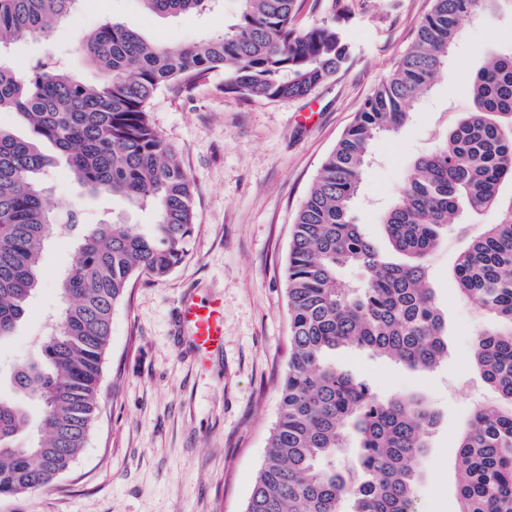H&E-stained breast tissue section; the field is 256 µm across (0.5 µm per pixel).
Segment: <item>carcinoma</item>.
I'll use <instances>...</instances> for the list:
<instances>
[{"label":"carcinoma","instance_id":"cac0c4a2","mask_svg":"<svg viewBox=\"0 0 512 512\" xmlns=\"http://www.w3.org/2000/svg\"><path fill=\"white\" fill-rule=\"evenodd\" d=\"M82 0H0V112L29 126L22 139L0 127V341L25 317L42 275V244L77 228L54 213L43 178L56 158L89 194L150 206L148 231L107 219L87 229L60 279L62 309L36 360L11 374L15 392L42 404L39 421L0 396V497L52 485L85 447L98 411L112 312L135 274L164 277L187 253L194 229L191 178L153 125L149 104L170 84L186 87L224 68V87L276 102L310 95L344 66L350 46L332 18L301 28L303 0H241L239 22L216 39L169 48L130 26L106 22L79 51L102 74L88 85L52 53L20 71L10 45L49 36ZM147 14L212 9L214 0H140ZM512 9V0H433L397 68L365 102L322 163L296 216L285 271L290 355L280 412L244 512H415L420 459L438 413L420 396L381 398L336 368L338 348L366 350L412 370L448 354L446 313L430 286L429 260L460 214L498 211L454 266L459 296L493 317L474 339L472 362L495 399L476 408L457 442L458 512H512V45L467 70L471 111L435 150L415 158L395 203L381 216L398 262L352 221L380 137L396 132L431 88L465 20ZM346 267L368 277L354 286ZM358 441L355 461L328 468Z\"/></svg>","mask_w":512,"mask_h":512}]
</instances>
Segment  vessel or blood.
Instances as JSON below:
<instances>
[{"instance_id": "b4317fda", "label": "vessel or blood", "mask_w": 512, "mask_h": 512, "mask_svg": "<svg viewBox=\"0 0 512 512\" xmlns=\"http://www.w3.org/2000/svg\"><path fill=\"white\" fill-rule=\"evenodd\" d=\"M177 323L200 357L220 350L224 343V302L221 298L184 299L177 311Z\"/></svg>"}]
</instances>
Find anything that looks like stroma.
I'll return each mask as SVG.
<instances>
[{"mask_svg": "<svg viewBox=\"0 0 512 512\" xmlns=\"http://www.w3.org/2000/svg\"><path fill=\"white\" fill-rule=\"evenodd\" d=\"M432 0H359L344 30L346 65L310 96L278 102L225 91L216 69L187 90L167 87L150 103L151 118L181 157L195 184V226L184 261L167 276L134 275L112 315L99 411L71 469L51 487L0 499V512H242L278 416L288 364L290 313L285 284L295 214L326 156L365 100L395 69L414 41ZM238 0H220L203 14L146 15L139 0H87L74 20L49 39L13 45L11 60L27 66L48 50L85 82L99 72L77 52L80 36L106 21L134 27L170 47L222 34L239 20ZM512 44V13L468 20L428 94L394 136L382 140L360 187L354 220L386 248L380 218L395 199L410 162L432 151L448 126L472 107L460 74ZM313 113L309 124L299 121ZM51 203L75 210L80 228L108 214L129 224L155 223L151 208L113 202L104 209L58 161L46 178ZM78 235L43 244V277L27 316L0 343V395L12 397L10 371L35 357L37 342L61 309L58 278ZM468 242L448 238L431 261L435 299L448 318V355L417 372L366 351L342 352L339 369L365 379L382 397L418 395L440 413L420 463L415 512H457L456 440L475 408L494 394L471 361L485 315L462 300L453 278ZM224 299V348L195 358L175 331L181 300Z\"/></svg>", "mask_w": 512, "mask_h": 512, "instance_id": "obj_1", "label": "stroma"}]
</instances>
